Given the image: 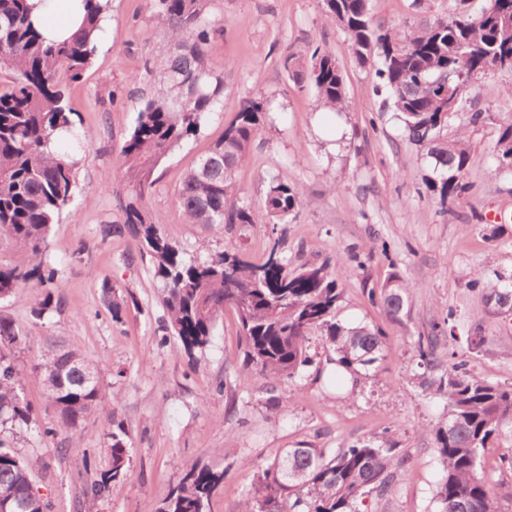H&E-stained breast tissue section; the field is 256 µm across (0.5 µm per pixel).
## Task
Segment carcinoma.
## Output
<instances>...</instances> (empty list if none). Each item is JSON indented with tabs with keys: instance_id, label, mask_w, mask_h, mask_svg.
Returning <instances> with one entry per match:
<instances>
[{
	"instance_id": "cac0c4a2",
	"label": "carcinoma",
	"mask_w": 512,
	"mask_h": 512,
	"mask_svg": "<svg viewBox=\"0 0 512 512\" xmlns=\"http://www.w3.org/2000/svg\"><path fill=\"white\" fill-rule=\"evenodd\" d=\"M82 28L64 41L47 39L35 26L28 0H0V240L28 255L23 265L0 263V299L19 288L31 292L30 315L43 320L60 307L57 272L42 259L51 228L71 202L76 187L75 163L57 149L71 131L64 85L79 80L90 67L100 37L102 0H81ZM326 17L348 36L361 66L372 65L383 80L388 102L408 141L431 158L428 191L443 206L464 196L472 158L462 133L452 122L465 117L469 126L491 119L466 109V89L483 75L512 69V0H469L461 11L424 20L408 29H384L371 15L370 0H323ZM211 0H150L153 18L163 31L162 61L144 62L132 80H145L153 92L139 110L121 148L119 175L108 178L119 219L100 228L102 238L129 236L152 262L161 285L165 317L162 332L177 338L192 356L211 342L224 308L235 310L243 365L258 375L292 379L313 362L309 340L322 337L332 352L329 361L356 376L375 366L388 348L385 331L376 325H351L339 319L342 292L330 261L293 266L272 248L255 263L240 251L188 252L156 223L149 207L160 164L199 134L224 98V78L209 67L213 36L224 30L211 17ZM288 77L301 90L337 112L348 108L345 77L329 49L292 52L284 60ZM458 104L448 112L452 99ZM261 101L245 100L224 127V134L187 170L176 204L187 224L242 232L255 223L252 202L242 195L237 170L267 124ZM493 152L495 169L512 175V117H499ZM300 202L296 186L270 178L260 208L274 225L288 223ZM470 287L487 301L512 309V277L481 278ZM412 285L390 272L380 286L367 289L371 303L387 320L401 321ZM112 321H122L127 303L119 288L103 284ZM28 333L0 314V500L9 512H50L48 501L34 492L32 468L8 450L7 435L36 432L42 442L60 432H76L87 417L100 413L110 431V464L97 468L90 450L78 444L90 474L87 495L97 500L130 465L128 434L117 420L114 402L97 380L86 379L96 367L75 349L55 351L31 370L19 354ZM43 379L46 410L53 423L42 425L26 399L30 375ZM446 400L434 443L442 465L435 491L436 512H498L491 488L479 475L489 443L512 426V384L492 383L472 375L466 362L448 357V369L431 382ZM397 444L384 430L338 448L299 444L286 448L261 468L246 493L241 512H358L370 495L383 497L397 480ZM231 466L196 463L152 512H209L212 497L224 487Z\"/></svg>"
}]
</instances>
